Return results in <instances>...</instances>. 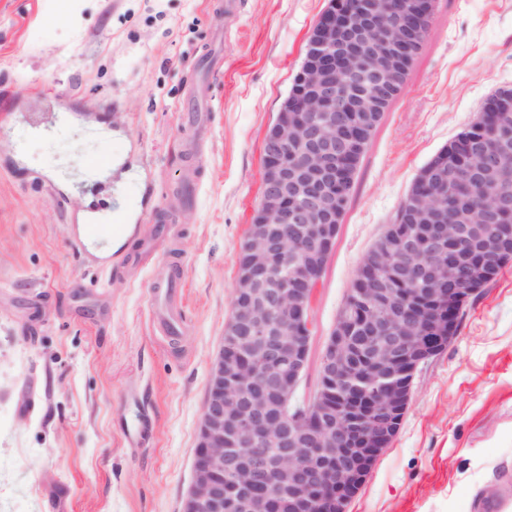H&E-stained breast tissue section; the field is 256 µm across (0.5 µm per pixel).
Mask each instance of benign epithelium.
<instances>
[{"mask_svg":"<svg viewBox=\"0 0 512 512\" xmlns=\"http://www.w3.org/2000/svg\"><path fill=\"white\" fill-rule=\"evenodd\" d=\"M437 0H365L355 23L345 4L330 0L307 45L310 65L298 73V92L285 100L267 131L263 194L238 262L232 310L247 335L211 362L183 512H319L331 501L346 512L378 458L396 436L412 396V379L436 353V338L417 339L434 322L453 323L455 308L501 264L500 225L512 221L507 171L492 156L464 170L498 185L490 209L471 212L467 224H448L442 200L451 186L447 156L424 173L411 196L407 221L417 225L399 255L384 264L385 247L370 250L349 290L346 314L321 361L317 398L304 412L287 411L308 356L309 308L338 231L345 186L367 128L397 96L409 73L421 25ZM294 243L299 258L286 267L280 288H264L267 272L284 263ZM412 287L415 299L397 301L391 284ZM448 297V314L432 306ZM245 397L238 390L250 362ZM357 397L336 409V399Z\"/></svg>","mask_w":512,"mask_h":512,"instance_id":"7a95c632","label":"benign epithelium"}]
</instances>
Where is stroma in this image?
I'll return each instance as SVG.
<instances>
[{"label": "stroma", "instance_id": "obj_1", "mask_svg": "<svg viewBox=\"0 0 512 512\" xmlns=\"http://www.w3.org/2000/svg\"><path fill=\"white\" fill-rule=\"evenodd\" d=\"M0 0V512H181L262 142L329 0ZM202 151L182 116L192 78ZM512 85V0H438L360 159L311 297L312 398L357 268L425 164ZM122 161L88 173L90 157ZM65 194L55 203L52 188ZM132 213L120 247L70 240ZM116 252L111 267L88 255ZM184 273L162 334L151 290ZM512 496V262L413 380L400 431L347 512H486Z\"/></svg>", "mask_w": 512, "mask_h": 512}]
</instances>
